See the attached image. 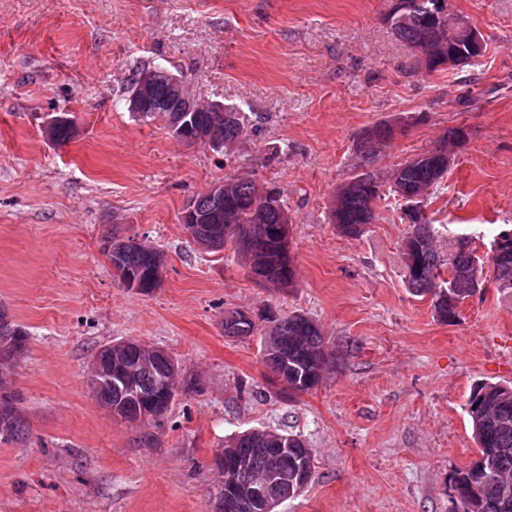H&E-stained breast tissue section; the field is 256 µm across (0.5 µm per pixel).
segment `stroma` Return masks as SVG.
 Wrapping results in <instances>:
<instances>
[{
  "instance_id": "stroma-1",
  "label": "stroma",
  "mask_w": 512,
  "mask_h": 512,
  "mask_svg": "<svg viewBox=\"0 0 512 512\" xmlns=\"http://www.w3.org/2000/svg\"><path fill=\"white\" fill-rule=\"evenodd\" d=\"M388 5L0 0V306L29 335L6 375L28 439L0 441V512H214L216 454L264 429L300 435L316 460L279 512H457L454 473L476 456L471 391L512 385V295L485 268L458 322L443 323L406 283L400 197L358 236L329 214L367 129L406 127L375 152L386 182L460 126L466 143L427 195L436 248L451 258L465 237L489 259L512 228V0H450L485 53L436 72L408 70ZM144 65L238 107L235 146H189L128 112ZM56 116L75 129L64 146L45 134ZM228 175L281 188L294 287L255 281L234 245L209 252L185 229V205ZM115 229L163 253L159 288L122 285ZM265 309L321 328L334 358L314 390L289 397L266 366L269 323L225 336V312ZM119 339L165 349L195 383L160 426L113 419L87 385L94 353Z\"/></svg>"
}]
</instances>
